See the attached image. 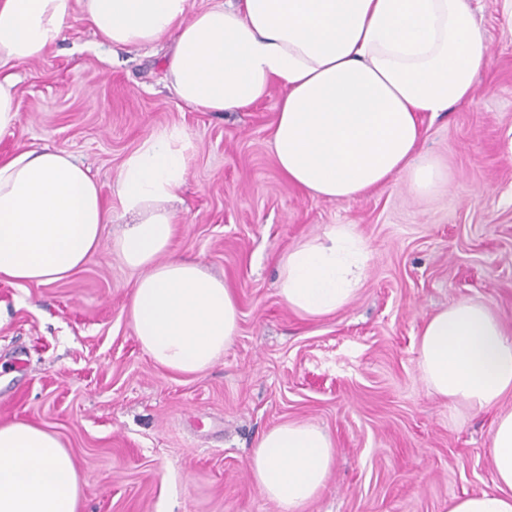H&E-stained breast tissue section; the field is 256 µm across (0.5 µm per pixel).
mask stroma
Wrapping results in <instances>:
<instances>
[{"instance_id": "1", "label": "stroma", "mask_w": 512, "mask_h": 512, "mask_svg": "<svg viewBox=\"0 0 512 512\" xmlns=\"http://www.w3.org/2000/svg\"><path fill=\"white\" fill-rule=\"evenodd\" d=\"M488 55L470 102L421 116L440 171L426 192L396 176L347 201L288 184L269 142L280 90L241 112H200L168 88L162 48L114 49L74 22L39 61L13 68L20 120L0 157L60 148L112 177L152 131L177 126L193 150L173 254L233 289L232 346L207 370L157 366L126 306L139 277L111 239L68 278L0 280V424L53 432L81 481L79 512H279L246 462L290 421L330 433L335 462L304 512H448L493 487L490 427L512 392L474 412L434 397L419 366L424 321L484 303L512 328V0H473ZM353 224L359 289L306 319L278 295L283 256Z\"/></svg>"}]
</instances>
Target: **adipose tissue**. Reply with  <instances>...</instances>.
Instances as JSON below:
<instances>
[{
  "label": "adipose tissue",
  "instance_id": "adipose-tissue-1",
  "mask_svg": "<svg viewBox=\"0 0 512 512\" xmlns=\"http://www.w3.org/2000/svg\"><path fill=\"white\" fill-rule=\"evenodd\" d=\"M86 21L103 43L167 42L166 77L204 112L242 111L284 90L270 143L288 183L345 201L408 175L414 190L439 177L422 159L420 113L470 101L487 49L468 0H0V68L41 59ZM192 144L183 129L152 132L123 162L106 206L87 168L45 147L0 159V279L51 284L97 251L114 215L122 261L142 272L129 317L143 350L179 374L210 367L232 344L239 311L232 288L195 260L169 256ZM366 253L354 225L288 251L278 293L316 319L356 294ZM430 391L449 406H494L512 390V330L483 303L464 300L431 315L419 338ZM494 488L454 498L449 512H512V412L490 434ZM331 436L311 423L268 429L247 463L280 512H304L324 489ZM80 480L58 438L37 425H0V512H79Z\"/></svg>",
  "mask_w": 512,
  "mask_h": 512
}]
</instances>
